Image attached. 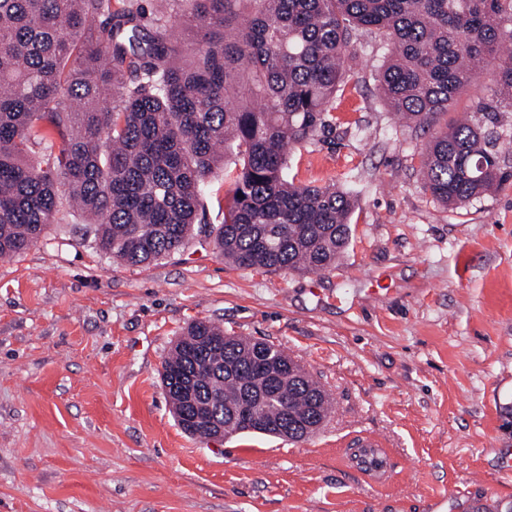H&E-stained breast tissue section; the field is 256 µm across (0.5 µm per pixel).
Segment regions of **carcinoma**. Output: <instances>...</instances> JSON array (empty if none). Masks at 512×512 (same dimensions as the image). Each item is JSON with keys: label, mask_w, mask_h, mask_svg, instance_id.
Segmentation results:
<instances>
[{"label": "carcinoma", "mask_w": 512, "mask_h": 512, "mask_svg": "<svg viewBox=\"0 0 512 512\" xmlns=\"http://www.w3.org/2000/svg\"><path fill=\"white\" fill-rule=\"evenodd\" d=\"M0 0V257L28 249L62 205L84 214L81 240L125 265L184 249L206 180L237 150L214 246L243 268L316 273L347 247L356 194L287 178L288 150L309 142L359 57L358 31L382 36L379 98L435 128L474 79L495 68V101L435 128L425 185L447 206L512 180L494 134L512 112V0ZM182 429L193 404L243 432L298 441L328 416L327 391L288 372L278 346L191 324L163 361Z\"/></svg>", "instance_id": "carcinoma-1"}]
</instances>
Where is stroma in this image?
I'll use <instances>...</instances> for the list:
<instances>
[{"label": "stroma", "mask_w": 512, "mask_h": 512, "mask_svg": "<svg viewBox=\"0 0 512 512\" xmlns=\"http://www.w3.org/2000/svg\"><path fill=\"white\" fill-rule=\"evenodd\" d=\"M327 125L289 153L298 185L358 205L335 268L245 269L215 250L232 156L209 177L184 251L112 261L61 210L0 259V512H504L512 506V181L462 207L426 190L429 131L378 97L381 37ZM196 321L283 349L327 390L313 435L184 432L162 363ZM374 435L386 482L351 444Z\"/></svg>", "instance_id": "obj_1"}]
</instances>
